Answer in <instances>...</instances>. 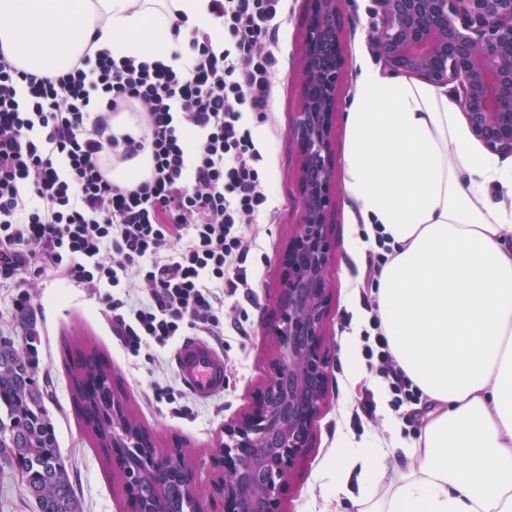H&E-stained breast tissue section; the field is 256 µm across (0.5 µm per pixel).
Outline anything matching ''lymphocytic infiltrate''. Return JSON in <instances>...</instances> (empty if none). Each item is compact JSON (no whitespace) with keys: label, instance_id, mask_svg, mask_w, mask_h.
<instances>
[{"label":"lymphocytic infiltrate","instance_id":"1","mask_svg":"<svg viewBox=\"0 0 512 512\" xmlns=\"http://www.w3.org/2000/svg\"><path fill=\"white\" fill-rule=\"evenodd\" d=\"M209 8L221 38L195 29L164 52L101 50L54 78L0 50V285L29 274L102 290L112 333L133 357L189 331L223 336L225 298L253 287L245 227L270 203L243 116L266 115L285 4ZM128 109L141 114V137L112 129ZM142 153L149 175L114 184L113 159ZM362 336L393 406L417 401L380 319Z\"/></svg>","mask_w":512,"mask_h":512}]
</instances>
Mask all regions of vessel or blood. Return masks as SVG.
Listing matches in <instances>:
<instances>
[{"label": "vessel or blood", "mask_w": 512, "mask_h": 512, "mask_svg": "<svg viewBox=\"0 0 512 512\" xmlns=\"http://www.w3.org/2000/svg\"><path fill=\"white\" fill-rule=\"evenodd\" d=\"M175 369L181 384L199 401L224 391V354L205 339H184L175 352Z\"/></svg>", "instance_id": "1"}]
</instances>
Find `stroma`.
<instances>
[{
    "label": "stroma",
    "instance_id": "stroma-1",
    "mask_svg": "<svg viewBox=\"0 0 512 512\" xmlns=\"http://www.w3.org/2000/svg\"><path fill=\"white\" fill-rule=\"evenodd\" d=\"M372 0H343L338 15L342 51L347 64L341 76L330 164L336 179H343L347 114L362 67L383 70L367 35L374 19ZM310 9L309 0H288L281 20L274 94L263 122L252 115L244 121L265 158L264 189L274 211L261 223L249 225L251 242L245 266L254 279L251 295H236L224 305L225 320H239L246 337L225 330L216 345L227 364L224 391L208 403L197 402L181 385L173 351L141 350L127 355L112 335L98 292L72 287L67 281H39L30 288L40 353L38 377L47 392L46 405L56 427L61 452L84 512H127L124 479L102 452L95 436L78 414L72 375L82 354L95 353L112 374V386L133 419L151 432L160 453L178 448L201 494H208L213 478L211 456L225 424L243 416L261 390L272 355L267 328L278 310L281 261L303 211L297 175L299 157L288 134L301 102L303 75L299 66ZM353 206L343 187H336L329 213L328 237L333 258L328 269L327 312L324 321L328 354V389L314 423L312 446L291 474L282 494L283 512H331L329 495L336 489V462L343 447L386 448L385 478L378 485L350 480L352 496L366 492L382 496L409 460L392 448L390 434L418 436L429 408L425 402L402 406L395 421L379 410L363 411L360 402L374 394L379 381L363 354V340L344 341L357 317L366 314L364 297L377 275L367 253L351 244ZM173 389L175 404L154 398L155 388Z\"/></svg>",
    "mask_w": 512,
    "mask_h": 512
}]
</instances>
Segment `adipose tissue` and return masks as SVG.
Masks as SVG:
<instances>
[{
  "label": "adipose tissue",
  "instance_id": "1",
  "mask_svg": "<svg viewBox=\"0 0 512 512\" xmlns=\"http://www.w3.org/2000/svg\"><path fill=\"white\" fill-rule=\"evenodd\" d=\"M209 0H0V48L52 78L85 50L161 51ZM344 187L392 250L373 284L393 354L430 411L414 464L355 512H512V166L480 150L445 88L362 70ZM507 189L495 201L492 184Z\"/></svg>",
  "mask_w": 512,
  "mask_h": 512
}]
</instances>
